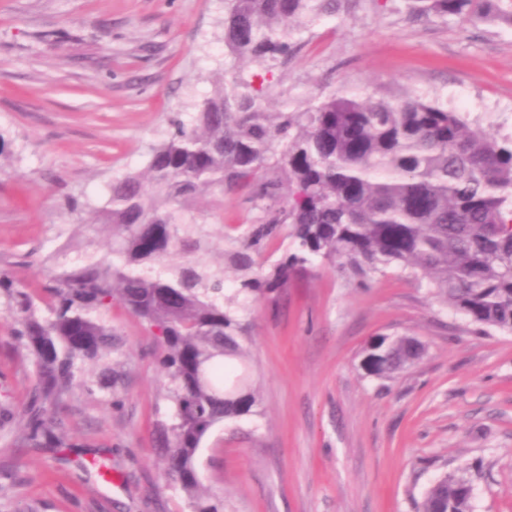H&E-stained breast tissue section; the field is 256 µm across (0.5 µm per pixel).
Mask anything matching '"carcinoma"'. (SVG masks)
Masks as SVG:
<instances>
[{
  "instance_id": "carcinoma-1",
  "label": "carcinoma",
  "mask_w": 512,
  "mask_h": 512,
  "mask_svg": "<svg viewBox=\"0 0 512 512\" xmlns=\"http://www.w3.org/2000/svg\"><path fill=\"white\" fill-rule=\"evenodd\" d=\"M341 2L224 0V45L233 61L269 72L293 52L297 21ZM403 2L414 18L512 26V0ZM234 189L261 202L262 216L216 235L195 212ZM69 206L85 224L112 225L108 255L90 241L70 261L57 252L33 290L0 267V311L34 367L22 440L70 448L59 411L74 390L119 396L123 353L107 320L118 303L157 340L171 403L156 425L160 462L190 512H224V498L202 490L206 436L261 414L242 345L250 303L316 260H340L351 278L393 268L480 331L512 333V138L486 134L436 98L333 95L266 112L252 84L221 78L191 123L173 121L145 173L112 180L100 207ZM279 241L281 259L254 273ZM226 263L241 273L231 290ZM424 354L413 337H388L361 367L390 378ZM471 499L465 478L445 475L418 512H471Z\"/></svg>"
}]
</instances>
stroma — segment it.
Segmentation results:
<instances>
[{
	"mask_svg": "<svg viewBox=\"0 0 512 512\" xmlns=\"http://www.w3.org/2000/svg\"><path fill=\"white\" fill-rule=\"evenodd\" d=\"M264 82L291 108L371 91L438 98L512 137V27L407 15L402 0H345L303 24ZM231 68L224 0H0V265L32 285L70 240L100 253L109 227L81 224L70 197L102 204L112 179L143 171L172 119L190 120ZM123 342L120 402L77 391L71 448L16 446L0 428V512H188L154 446L170 403L154 336L113 305ZM246 347L260 416L217 426L201 481L224 512H417L443 475L466 478L472 512H512V333L478 335L394 270L346 279L325 263L252 306ZM410 336L425 356L386 379L361 367L366 342ZM32 367L0 315V405L25 406ZM105 455L118 483L75 457Z\"/></svg>",
	"mask_w": 512,
	"mask_h": 512,
	"instance_id": "1",
	"label": "stroma"
}]
</instances>
